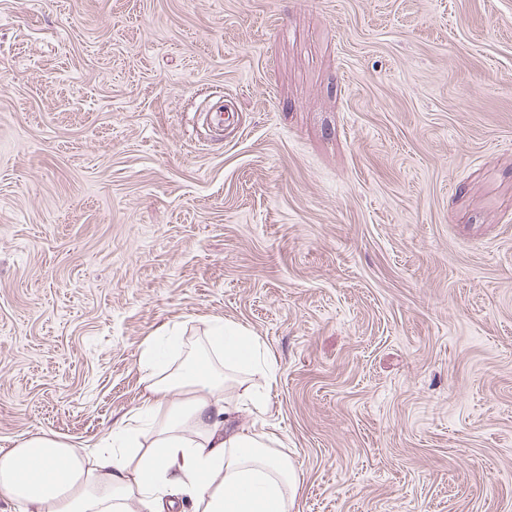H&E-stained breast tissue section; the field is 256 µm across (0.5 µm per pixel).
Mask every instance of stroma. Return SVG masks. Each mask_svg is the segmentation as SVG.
<instances>
[{
    "label": "stroma",
    "instance_id": "35a3bbf8",
    "mask_svg": "<svg viewBox=\"0 0 512 512\" xmlns=\"http://www.w3.org/2000/svg\"><path fill=\"white\" fill-rule=\"evenodd\" d=\"M217 318L294 512H512V0H0V448Z\"/></svg>",
    "mask_w": 512,
    "mask_h": 512
}]
</instances>
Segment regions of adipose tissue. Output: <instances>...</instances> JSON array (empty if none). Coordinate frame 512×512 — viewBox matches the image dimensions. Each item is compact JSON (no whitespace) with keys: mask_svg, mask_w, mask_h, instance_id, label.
Returning <instances> with one entry per match:
<instances>
[{"mask_svg":"<svg viewBox=\"0 0 512 512\" xmlns=\"http://www.w3.org/2000/svg\"><path fill=\"white\" fill-rule=\"evenodd\" d=\"M141 407L86 456L35 435L0 453V494L16 512H294L299 476L275 439L236 415L247 376L273 374L257 337L214 322L203 345L138 358Z\"/></svg>","mask_w":512,"mask_h":512,"instance_id":"ef3b65f1","label":"adipose tissue"}]
</instances>
